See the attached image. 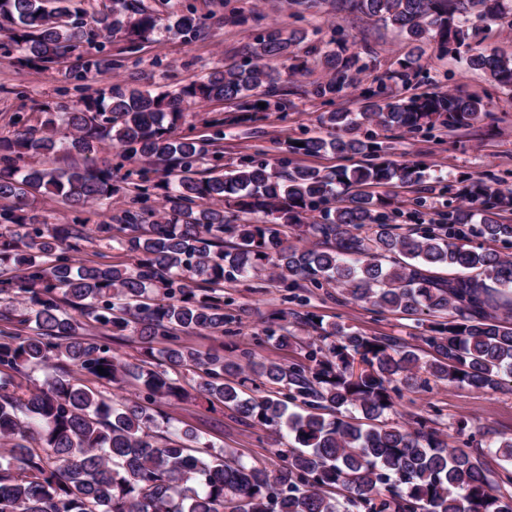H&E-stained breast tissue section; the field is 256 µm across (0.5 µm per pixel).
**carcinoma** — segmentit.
Segmentation results:
<instances>
[{"label": "carcinoma", "mask_w": 512, "mask_h": 512, "mask_svg": "<svg viewBox=\"0 0 512 512\" xmlns=\"http://www.w3.org/2000/svg\"><path fill=\"white\" fill-rule=\"evenodd\" d=\"M43 3L0 0V28L9 26L27 62L51 69L84 33L68 20V8ZM113 3L95 23L123 34L125 53L138 52L161 29L186 44L203 30L192 10L162 28L141 0ZM341 7L414 43L375 77L360 111L326 112V136L288 144L290 154L359 155L357 166L324 171L286 157L226 166L222 118L206 122V136L175 135L195 104L227 103L252 114L282 108L287 90L275 61L286 57L292 72L303 71L299 49L307 34L281 28L247 47L241 64L215 69L175 96L114 86L58 106L39 129L0 137V228L9 232L0 240V294H26L32 305L31 316L17 321L9 308L0 310V512H512L505 490L512 470L492 475L479 457L449 446L467 423L444 434L424 416L411 426L381 420L403 390L431 378L492 391L512 383V256L487 247L512 244V188L495 174L461 175L446 188H456L462 204L448 207L437 224L405 232L386 198L365 191L397 183L422 191L444 181L422 161L390 159L373 128L417 134L439 125L454 133L488 116L478 95L409 89L421 74V43L429 41L440 56L457 57L512 92V55L484 47L489 23L512 28V0H342ZM367 54L326 42V78L312 83L311 93L328 101L341 96L368 68ZM111 66L112 49L102 43L66 77L89 82ZM60 125L68 134L59 138ZM106 139L123 159L143 162L137 180H116L112 169L88 163L18 166L29 154L92 153ZM118 194L126 208L114 220L129 231L120 244L135 257L131 269L74 259L92 236L111 237L112 225H49L27 209L37 196L84 208ZM232 207L263 218L238 224ZM315 212L319 219L304 223ZM309 237L315 242L307 247ZM441 266L465 274L432 275ZM267 268L301 307L309 303L301 295L307 286L334 285L355 302L409 317L423 328L430 359L392 336L325 328L297 310L291 315L319 330L301 364L250 361L245 369L182 343L185 333L224 334V280ZM72 310L106 334L138 337L148 345L145 359L118 361L107 341L87 336ZM154 343L161 348L153 350ZM157 356L175 371L148 368ZM180 367L192 368L196 394L286 432L293 446L277 449L284 470L272 474L213 452L192 433L160 443L148 407L106 394L133 380L150 402L177 396ZM50 369L58 375L34 391L16 382ZM247 370L285 390L284 398L244 397ZM333 488L349 493L346 502L326 494Z\"/></svg>", "instance_id": "cac0c4a2"}]
</instances>
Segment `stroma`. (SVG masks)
<instances>
[{
	"label": "stroma",
	"mask_w": 512,
	"mask_h": 512,
	"mask_svg": "<svg viewBox=\"0 0 512 512\" xmlns=\"http://www.w3.org/2000/svg\"><path fill=\"white\" fill-rule=\"evenodd\" d=\"M143 2L165 24L172 23L188 8H195L205 23L202 36L189 45L166 36L144 44L133 55L122 53L120 36H113L111 48L118 52L120 63L97 76L90 84L91 89L106 91L119 84L156 91L179 90L212 69L243 62L245 48L274 26L306 30L310 43L318 46L333 37L343 39L354 51L370 46L372 62L362 76L367 83L383 74L405 50L404 39L395 31L364 14L340 10L336 0H321L318 8L305 12L291 0ZM231 10L248 16V23L240 26L225 22L224 17ZM102 39L99 31H91L62 64L42 70L18 63L7 32L0 31V136L17 135L15 114H26L29 126L37 128L46 118L44 106H75L80 93L64 74L75 68L80 56L93 51ZM421 64L426 78L418 83V91L477 94L487 102L491 115L471 129L452 134L439 126L420 134H395L388 139L393 159L421 160L452 176L461 172L476 176L491 171L512 184V93L490 84L480 71L467 69L450 57L440 58L431 43L424 47ZM308 67L304 75L287 76L286 111L269 112L254 119L230 104L194 105L186 110L180 133L202 130L205 120L219 117L226 121L221 142L225 164L235 163L244 155L270 161L284 156L287 141L320 132L323 113L334 109L355 112L362 104L357 87L330 104L307 94L309 83L324 75L316 56H309ZM386 194L392 209L399 213L398 224L406 229L437 223L439 214L447 211L452 201L440 185L427 194L422 205L416 202V187L407 184L389 188ZM124 204L123 198L115 196L76 210L61 201L40 198L33 202L32 210L47 224L79 220L95 225L109 222ZM224 296V312L232 319L229 333L189 334L183 338L186 346L203 354L217 352L243 364L253 358L285 365L303 361L306 346L315 340L317 331L294 322L288 293L272 272L247 280L225 281ZM308 296L310 312L323 324L339 323L369 336H394L412 346L421 344L420 329L400 314L348 300L341 289L333 287L310 289ZM150 411L156 419L153 431L157 437L189 429L214 450L231 449L245 462L262 465L272 472L284 465L278 451L287 447V438L242 418L220 403L196 397L194 391L157 400ZM418 415L434 416V426L441 431L447 430L449 423L464 419L472 428L491 430L500 438L512 437V392L432 382L404 391L395 411L385 413L383 419L390 423L408 422Z\"/></svg>",
	"instance_id": "stroma-1"
}]
</instances>
